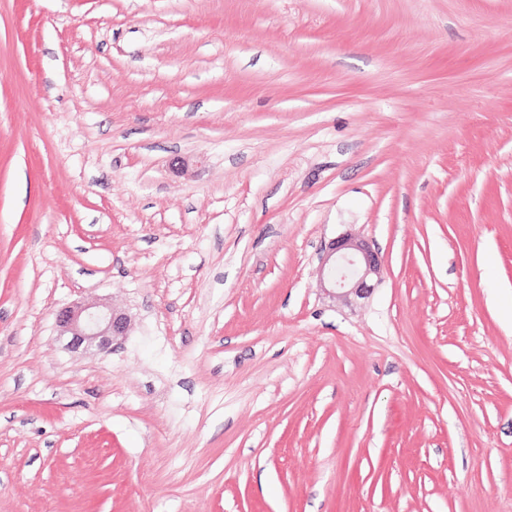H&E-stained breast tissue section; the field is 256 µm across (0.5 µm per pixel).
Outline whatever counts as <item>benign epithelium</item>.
<instances>
[{
  "instance_id": "7a95c632",
  "label": "benign epithelium",
  "mask_w": 512,
  "mask_h": 512,
  "mask_svg": "<svg viewBox=\"0 0 512 512\" xmlns=\"http://www.w3.org/2000/svg\"><path fill=\"white\" fill-rule=\"evenodd\" d=\"M378 256L363 240L343 235L332 241L321 258V287L334 297L349 302L366 298L373 286L372 277L380 275ZM60 335L70 337L68 347L112 349L114 338L125 334L127 318L104 302L68 306L56 315Z\"/></svg>"
}]
</instances>
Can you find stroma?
Here are the masks:
<instances>
[{"mask_svg":"<svg viewBox=\"0 0 512 512\" xmlns=\"http://www.w3.org/2000/svg\"><path fill=\"white\" fill-rule=\"evenodd\" d=\"M0 512H512V0H0ZM381 264L370 246L361 239L343 235L332 241L321 258V288L333 297L351 302L366 298L373 286L368 282L380 275ZM56 323L61 336H70L68 347L74 350L96 347L108 351L114 338L123 336L127 328V318L104 302L65 307L56 315Z\"/></svg>","mask_w":512,"mask_h":512,"instance_id":"stroma-1","label":"stroma"}]
</instances>
